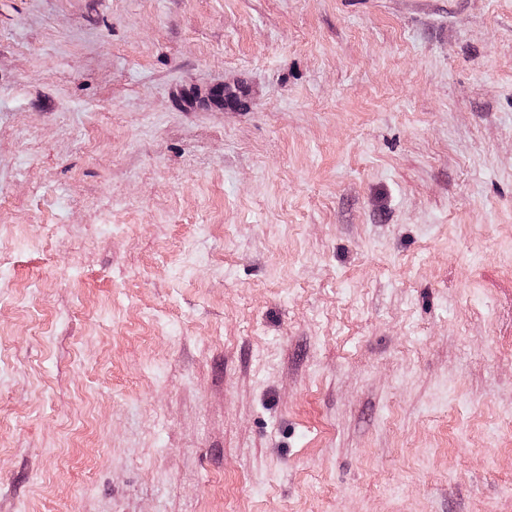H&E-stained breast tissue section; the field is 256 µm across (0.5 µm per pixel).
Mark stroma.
Instances as JSON below:
<instances>
[{"label":"stroma","instance_id":"obj_1","mask_svg":"<svg viewBox=\"0 0 512 512\" xmlns=\"http://www.w3.org/2000/svg\"><path fill=\"white\" fill-rule=\"evenodd\" d=\"M0 512H512V0H0Z\"/></svg>","mask_w":512,"mask_h":512}]
</instances>
